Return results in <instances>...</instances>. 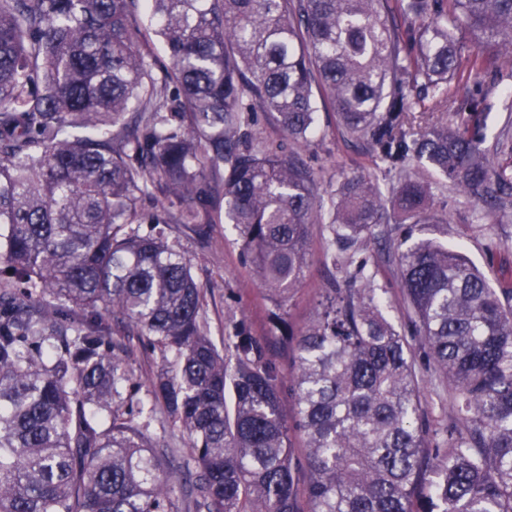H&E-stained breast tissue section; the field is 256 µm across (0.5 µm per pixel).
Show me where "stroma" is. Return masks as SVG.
Instances as JSON below:
<instances>
[{
	"label": "stroma",
	"mask_w": 512,
	"mask_h": 512,
	"mask_svg": "<svg viewBox=\"0 0 512 512\" xmlns=\"http://www.w3.org/2000/svg\"><path fill=\"white\" fill-rule=\"evenodd\" d=\"M488 54L497 56L502 77L498 87H488L487 76L472 75L461 83L459 100L475 96L478 86H487L492 102L486 118V135L495 137L504 120L503 108L508 100L502 88L512 87V58L502 55L500 48L491 46ZM319 134L299 153L307 162L318 185L320 198H327L331 189L345 177L361 174L376 181L386 198H393L397 179L388 175L383 166L368 157L366 144L361 139L343 137L332 110L318 114ZM424 180L432 185L430 206L446 214L449 220L448 245L463 251L478 267L485 269L490 281H497L498 268L512 266V218L501 219L483 213L456 187L441 176L424 172ZM209 212L214 223L204 224L202 230L181 224L172 225L170 239L190 259L192 273L199 284L209 288L206 314L211 338L221 343L224 324L229 319H244L252 333L267 335L270 328L269 309L260 281L250 267L241 263L235 234L224 224L223 196H214ZM323 225L310 229V262L303 285L295 292L288 305V319L294 328H302L316 315L317 304L329 275ZM375 287L381 288L388 302L386 316L399 331H407L409 312L396 277V263L388 259L377 241H369L365 249ZM425 417L436 428H446L453 419L448 402V384L430 369H423L420 384Z\"/></svg>",
	"instance_id": "obj_1"
}]
</instances>
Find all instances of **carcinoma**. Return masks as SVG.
Returning <instances> with one entry per match:
<instances>
[{
	"label": "carcinoma",
	"instance_id": "1",
	"mask_svg": "<svg viewBox=\"0 0 512 512\" xmlns=\"http://www.w3.org/2000/svg\"><path fill=\"white\" fill-rule=\"evenodd\" d=\"M135 0H0V512H512V270L503 287L448 248L414 162L487 211L512 212V113L420 123L494 75L512 0H148L168 53L141 43ZM465 26L476 49L462 54ZM399 176L390 225L378 183L329 195L334 269L314 320L288 322L325 202L287 146L319 108ZM270 303L212 341L207 293L165 226L199 224L215 195ZM155 201L154 211L142 203ZM179 205L172 215L169 206ZM392 242L413 336L448 380L459 425L424 417L415 348L385 316L364 256ZM294 344L293 426L277 340ZM161 369L147 400L128 358ZM171 424L189 457L152 429ZM306 437L299 467L292 430Z\"/></svg>",
	"mask_w": 512,
	"mask_h": 512
}]
</instances>
